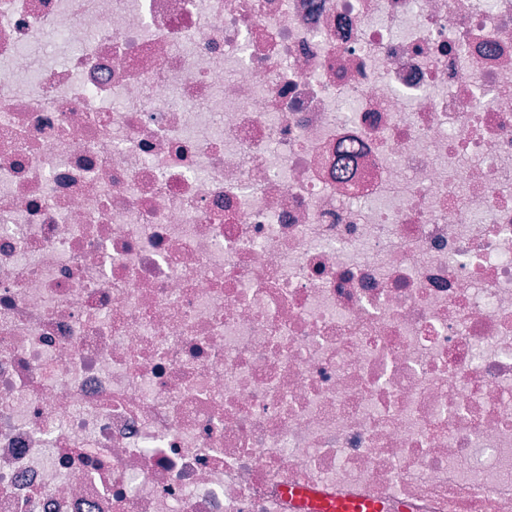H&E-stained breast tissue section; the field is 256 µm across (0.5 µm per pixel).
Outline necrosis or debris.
I'll return each mask as SVG.
<instances>
[{
	"instance_id": "obj_1",
	"label": "necrosis or debris",
	"mask_w": 512,
	"mask_h": 512,
	"mask_svg": "<svg viewBox=\"0 0 512 512\" xmlns=\"http://www.w3.org/2000/svg\"><path fill=\"white\" fill-rule=\"evenodd\" d=\"M296 484L512 512V0H0V512Z\"/></svg>"
}]
</instances>
